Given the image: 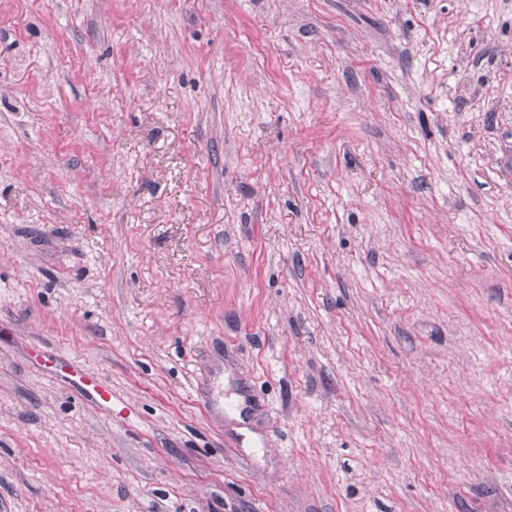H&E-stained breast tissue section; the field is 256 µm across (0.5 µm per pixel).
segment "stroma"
I'll use <instances>...</instances> for the list:
<instances>
[{
    "label": "stroma",
    "mask_w": 512,
    "mask_h": 512,
    "mask_svg": "<svg viewBox=\"0 0 512 512\" xmlns=\"http://www.w3.org/2000/svg\"><path fill=\"white\" fill-rule=\"evenodd\" d=\"M0 512H512V0H0Z\"/></svg>",
    "instance_id": "35a3bbf8"
}]
</instances>
